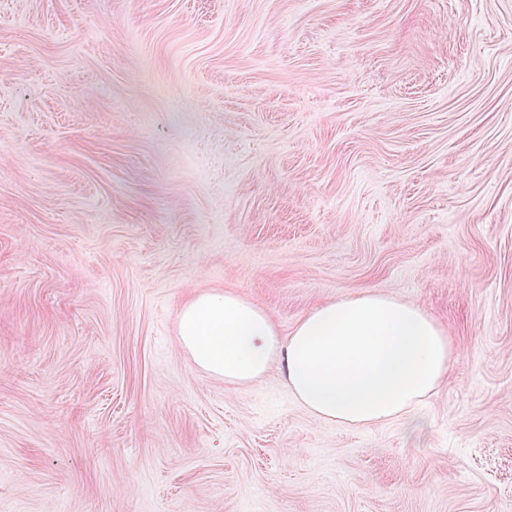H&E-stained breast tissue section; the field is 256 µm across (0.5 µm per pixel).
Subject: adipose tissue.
Masks as SVG:
<instances>
[{"label":"adipose tissue","instance_id":"ef3b65f1","mask_svg":"<svg viewBox=\"0 0 512 512\" xmlns=\"http://www.w3.org/2000/svg\"><path fill=\"white\" fill-rule=\"evenodd\" d=\"M178 337L196 367L230 386L279 368L309 413L348 428L414 425L453 363L448 334L431 314L374 290L312 308L286 336L238 291L208 290L182 304Z\"/></svg>","mask_w":512,"mask_h":512}]
</instances>
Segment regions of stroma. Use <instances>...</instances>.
I'll return each mask as SVG.
<instances>
[{
	"label": "stroma",
	"instance_id": "1",
	"mask_svg": "<svg viewBox=\"0 0 512 512\" xmlns=\"http://www.w3.org/2000/svg\"><path fill=\"white\" fill-rule=\"evenodd\" d=\"M224 287L431 313L425 432L197 369ZM0 512H512V0H0Z\"/></svg>",
	"mask_w": 512,
	"mask_h": 512
}]
</instances>
